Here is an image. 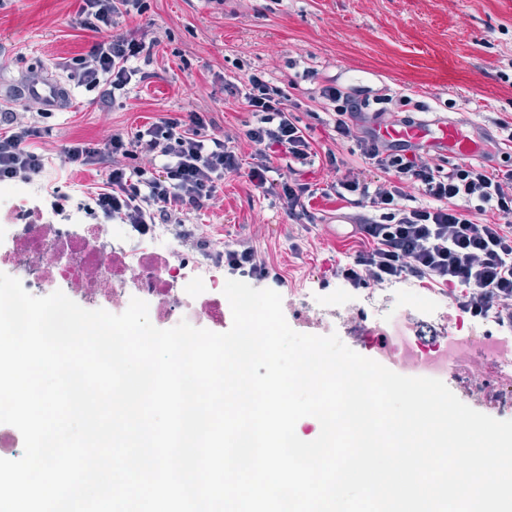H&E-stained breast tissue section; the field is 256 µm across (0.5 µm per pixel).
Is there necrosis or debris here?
<instances>
[{"instance_id": "1", "label": "necrosis or debris", "mask_w": 512, "mask_h": 512, "mask_svg": "<svg viewBox=\"0 0 512 512\" xmlns=\"http://www.w3.org/2000/svg\"><path fill=\"white\" fill-rule=\"evenodd\" d=\"M12 244L11 275L32 295L51 289L112 313L124 312L131 298L149 306L151 323L220 327L224 324L223 242H213L208 253H194L190 242L171 225H153L138 234L128 224H84L78 213L42 224H0V238ZM286 319L299 328L344 330L365 327L369 313L388 312L380 328L394 341L386 365L403 376L458 378L460 387L479 404L512 414V378L502 368L512 365V335L495 332V314L471 323L460 336H442L439 343L419 348L404 344L416 315L431 311L432 299L406 292L394 299L367 293L350 300L344 295L325 304L307 302L292 289L282 294Z\"/></svg>"}]
</instances>
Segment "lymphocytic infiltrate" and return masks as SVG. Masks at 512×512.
<instances>
[{
    "instance_id": "lymphocytic-infiltrate-1",
    "label": "lymphocytic infiltrate",
    "mask_w": 512,
    "mask_h": 512,
    "mask_svg": "<svg viewBox=\"0 0 512 512\" xmlns=\"http://www.w3.org/2000/svg\"><path fill=\"white\" fill-rule=\"evenodd\" d=\"M149 0H81L78 23L94 32L96 41L64 67L76 85L100 90L105 101L128 97L140 70L138 59L150 56L160 42L153 22L136 32L118 28L121 17L144 15ZM241 96L252 119L243 132L215 133L204 112H169L133 132H117L98 143L75 139L60 154L74 170L92 169L104 176L102 187L82 209L91 224L119 221L143 231L152 224H169L196 248L210 246L196 236L191 215L217 206L226 175H244L255 191L278 183L279 210L291 221L312 219L316 198H336L355 208H371L376 218L357 219L363 243L334 274L353 289L413 280L450 289L464 318L475 320L495 313L500 325L512 329V168L462 163L451 167L433 163L420 151L401 152L381 142L368 118V101L327 81L316 91L334 116L339 141L355 142L362 165L343 168L332 149H325L327 167L338 176L326 189L312 188L287 173L275 174L273 160L305 164L315 156L314 141L294 113L302 106L258 69L245 71L242 84H226ZM48 114L27 104L20 112H1L0 183L32 184L45 168V155L28 149L40 137ZM255 153L243 164L239 140ZM421 190L431 205L409 207V189ZM487 206L489 219L478 220L471 200ZM230 273L258 282L282 284L267 262L247 241L225 249Z\"/></svg>"
}]
</instances>
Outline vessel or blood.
<instances>
[{
    "mask_svg": "<svg viewBox=\"0 0 512 512\" xmlns=\"http://www.w3.org/2000/svg\"><path fill=\"white\" fill-rule=\"evenodd\" d=\"M25 96L40 100L48 107L60 104L57 85L39 80L24 90ZM381 141L397 146L418 147L429 155L457 161L483 156L489 138V128L481 123L463 125L453 121H424L413 123L389 121L377 126Z\"/></svg>",
    "mask_w": 512,
    "mask_h": 512,
    "instance_id": "b4317fda",
    "label": "vessel or blood"
}]
</instances>
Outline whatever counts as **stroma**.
<instances>
[{
    "mask_svg": "<svg viewBox=\"0 0 512 512\" xmlns=\"http://www.w3.org/2000/svg\"><path fill=\"white\" fill-rule=\"evenodd\" d=\"M79 7V0H0V84L33 70L67 83L60 62L94 39L77 22ZM146 18L161 39L139 64L150 79L121 106L101 103L98 90L72 87L76 105L56 111L49 135L29 142L48 158L38 191L65 183L85 203L100 187L99 173L73 171L60 156L61 146L76 138L100 141L167 111H205L216 131L243 129L251 115L224 85L240 81L246 68L268 72L304 101L295 113L300 126L351 166L359 163L354 143L333 144L331 114L309 99L315 84L328 79L370 100L390 95L391 119H454L465 112L495 129L512 124V0H150ZM143 19L122 17L119 29L134 32ZM407 94L421 109L401 105ZM278 190L273 184L260 194L245 177L225 176L223 203L196 222L226 245L251 241L286 287L321 303L340 286L332 266L359 247L358 240L334 238L336 218L356 210L319 198L314 221L295 223L277 208Z\"/></svg>",
    "mask_w": 512,
    "mask_h": 512,
    "instance_id": "stroma-1",
    "label": "stroma"
}]
</instances>
